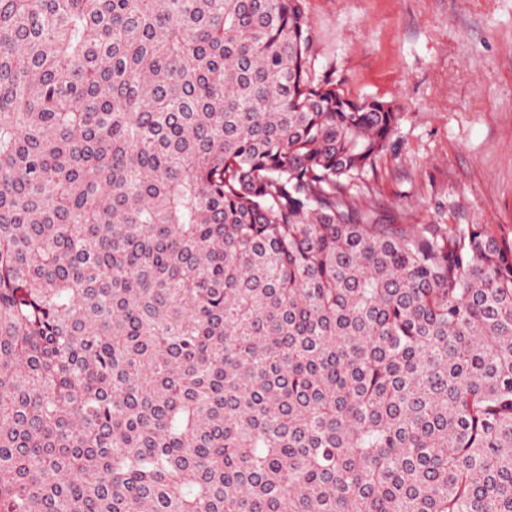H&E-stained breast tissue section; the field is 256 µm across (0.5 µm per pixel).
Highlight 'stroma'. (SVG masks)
Segmentation results:
<instances>
[{
  "mask_svg": "<svg viewBox=\"0 0 512 512\" xmlns=\"http://www.w3.org/2000/svg\"><path fill=\"white\" fill-rule=\"evenodd\" d=\"M313 74L399 119L359 203L512 245V0H305Z\"/></svg>",
  "mask_w": 512,
  "mask_h": 512,
  "instance_id": "1",
  "label": "stroma"
}]
</instances>
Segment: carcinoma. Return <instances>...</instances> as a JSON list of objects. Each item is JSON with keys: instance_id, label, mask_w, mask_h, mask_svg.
Returning <instances> with one entry per match:
<instances>
[{"instance_id": "1", "label": "carcinoma", "mask_w": 512, "mask_h": 512, "mask_svg": "<svg viewBox=\"0 0 512 512\" xmlns=\"http://www.w3.org/2000/svg\"><path fill=\"white\" fill-rule=\"evenodd\" d=\"M303 2L0 0V512H512V248Z\"/></svg>"}]
</instances>
